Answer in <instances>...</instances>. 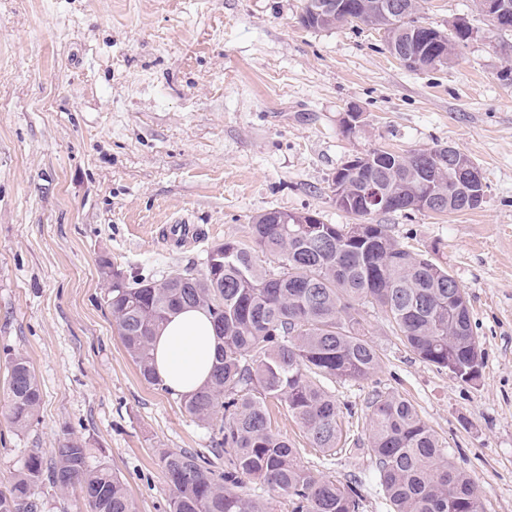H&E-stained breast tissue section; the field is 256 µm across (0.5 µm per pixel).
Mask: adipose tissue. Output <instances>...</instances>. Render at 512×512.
Wrapping results in <instances>:
<instances>
[{
    "label": "adipose tissue",
    "mask_w": 512,
    "mask_h": 512,
    "mask_svg": "<svg viewBox=\"0 0 512 512\" xmlns=\"http://www.w3.org/2000/svg\"><path fill=\"white\" fill-rule=\"evenodd\" d=\"M216 353L213 323L200 308L171 315L152 341L153 366L160 384L180 398L209 382Z\"/></svg>",
    "instance_id": "obj_1"
}]
</instances>
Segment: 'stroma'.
Here are the masks:
<instances>
[{
	"mask_svg": "<svg viewBox=\"0 0 512 512\" xmlns=\"http://www.w3.org/2000/svg\"><path fill=\"white\" fill-rule=\"evenodd\" d=\"M303 5L0 0V480L75 436L92 466L126 483L138 512H169L159 452L207 451L213 429L140 376L112 323L100 259L131 279L197 274L214 246H253L252 219L267 211L354 223L333 185L354 156L450 146L481 171L478 208L374 221L464 290L480 374L463 383L421 361L370 309L380 366L331 389L357 410L375 389L411 400L484 512H512V84L500 78L512 33L492 29L477 0H421L423 25L463 21L473 36L452 63L410 70L382 31L308 29ZM351 106L362 118L347 135ZM171 224L193 225L195 239L170 235ZM15 354L42 388L23 430L4 409ZM272 412L304 466L361 479L367 512H385L368 441L326 463L286 406Z\"/></svg>",
	"mask_w": 512,
	"mask_h": 512,
	"instance_id": "1",
	"label": "stroma"
}]
</instances>
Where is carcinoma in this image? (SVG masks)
I'll use <instances>...</instances> for the list:
<instances>
[{
    "mask_svg": "<svg viewBox=\"0 0 512 512\" xmlns=\"http://www.w3.org/2000/svg\"><path fill=\"white\" fill-rule=\"evenodd\" d=\"M375 0H304L302 24L325 30L347 14L365 15L364 25L382 29ZM412 25L399 41L412 52L453 61L472 29L455 23L447 36L414 19L419 0H394ZM448 148L396 153L374 149L336 172L349 203L343 211L363 224H324L321 237L299 232L309 212L268 211L253 218L260 251L274 259L264 267L254 251L233 241L217 245L219 266L201 274L174 273L162 280L128 279L103 260L107 305L118 335L143 379L159 384L151 341L170 314L199 307L213 320L217 355L207 385L181 399L199 423L221 419L205 455L176 449L159 453L170 490L169 512H266L262 489L286 499L290 512H363L358 480L344 483L300 463L299 449L272 423L276 400L300 424L311 447L332 457L359 439L343 435L336 396L326 386L368 379L379 357L367 337L363 312H384L401 342L422 361L461 382L479 376L482 350L468 301L448 269L401 246L377 211L356 208L359 190L375 180L387 195L383 213L407 212L414 197L442 204L434 213L479 207L486 185L461 177ZM6 412L24 429L42 400L41 386L22 355L9 361ZM369 454L387 501V512H483L472 478L448 460L434 431L407 399L380 390L366 401ZM88 448L68 438L50 461L31 454L0 486V512H42L39 488H80L90 512H136L126 484L105 467L87 464ZM224 455L213 469L209 455Z\"/></svg>",
    "mask_w": 512,
    "mask_h": 512,
    "instance_id": "cac0c4a2",
    "label": "carcinoma"
}]
</instances>
